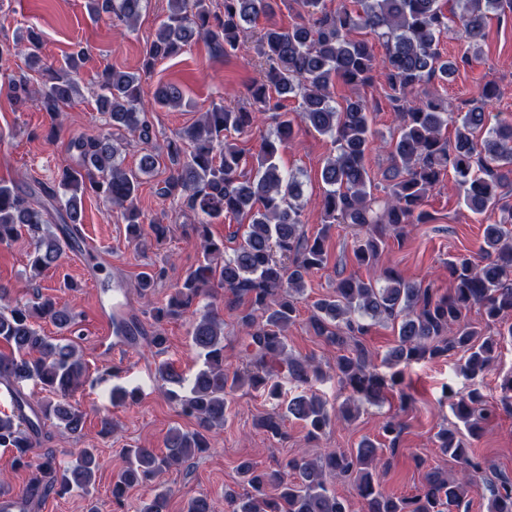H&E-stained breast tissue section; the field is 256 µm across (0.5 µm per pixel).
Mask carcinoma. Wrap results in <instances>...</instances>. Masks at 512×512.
<instances>
[{
  "label": "carcinoma",
  "instance_id": "carcinoma-1",
  "mask_svg": "<svg viewBox=\"0 0 512 512\" xmlns=\"http://www.w3.org/2000/svg\"><path fill=\"white\" fill-rule=\"evenodd\" d=\"M144 2L89 0V9L94 16L105 14L113 22L131 26ZM274 2L222 0L217 11L212 0H167V15L146 50L143 71L149 72L157 60L176 55L197 40L205 41L216 57L235 56L248 27L269 14ZM297 2L308 15L306 23L288 28L270 25L256 34L264 78L248 88L251 109L213 102L195 124L166 142L170 175L159 194L177 197L197 213L199 223L193 231L200 240L201 255L168 301L150 311L149 342L164 348V323L192 318L191 341L203 357V368L187 385L171 363L161 364L157 374L162 383L179 386L169 391L170 397L181 413L195 420L196 429L171 431L163 453L154 448L126 449V466L112 486L113 502L120 507L128 489L164 469L190 464L208 447V435L224 426L229 396L236 390L247 385L276 398L283 371L302 386L320 379V366L288 350L287 330L297 320L295 295L304 292L306 277L327 265L326 241L336 224L355 228V260L374 275L341 279L333 294L314 302L310 324L340 351L334 364L339 380L366 401H376L384 386V377L360 340L367 330L366 318L397 325V344L384 359V364L395 368L446 357L458 349L467 353L463 370L476 376L496 359L503 341H512V206L505 201V189L512 184V123L485 129L488 106L498 96L492 83L484 84L469 108L456 114L448 111L443 100L419 94L420 87L433 79L453 81L460 67L478 57L489 14L512 10V0H460L461 10L450 16L441 0H352L350 4L341 0L333 11L326 9L324 0ZM451 22L467 40L472 56L450 59L441 52L440 41ZM360 29L375 35L384 48L383 56L376 55L369 41L354 37ZM23 42L12 47L0 44V76L7 79L11 99L36 101L49 113L53 125L46 140L51 141L63 107L81 96L75 76L79 56H72L64 68H53L42 64L35 32L28 31ZM22 51L29 69L41 75L38 86L27 76L11 72L13 57ZM377 69L385 75L400 117L397 137L385 145L390 165L383 197L374 193L365 162L374 143L370 108L357 94ZM141 79L139 73L107 68L96 96L99 110L109 114L112 125L128 129L147 144L151 141L145 119L149 108L179 107L184 95L182 86L170 81L157 88L153 104L148 105L141 97ZM338 81L351 90L342 103L335 98ZM288 98L298 100L297 116L334 145L321 170L323 227L312 239L301 231L302 182L279 165L293 126V119L281 111L282 101ZM258 112L271 114L276 130L262 140L256 163L247 173L246 159L233 135L250 131ZM450 121L454 123L451 143L442 137ZM70 150L78 163L62 170L55 188L39 183L22 194L0 182V244L24 233L33 236L28 259L33 281L65 255V236L81 223L83 200L89 192L119 209L129 241L135 245L166 237L167 227L154 220L145 222L136 204L141 173L154 167L153 155H144L136 171L124 168L108 131L76 139ZM450 170L464 188L466 208L478 215L498 210L501 216L486 225L479 258L462 253L448 258L453 288L440 295L431 286L409 282L378 264L389 229L431 221L424 200ZM220 217L248 225L243 242L229 255L224 241L215 240L209 231L211 221ZM164 273L163 269L142 273L137 282L140 293L150 294ZM214 284L246 303L239 316L242 368L233 371L227 369L224 356L223 318L208 305L199 309ZM475 305L482 311V325L467 320ZM38 318L52 322L62 337L45 335L36 326ZM114 330L127 344L137 345L138 321H119ZM80 339L77 316L51 296L15 306L7 314L0 311V343L8 347L0 353V384L13 390L11 410L0 412V448L9 451L12 469L29 473L19 490L1 479L0 499H15L23 508L52 492H87L95 484L100 469L96 448L81 449L71 464L59 462L51 452L34 453L53 425L83 434L84 414L72 402L85 382ZM28 380L54 398L36 402L28 397L18 389ZM451 409L470 437L479 436L494 415L475 391L457 397ZM356 411L355 404L335 408L308 390L289 399L283 413L263 417L257 428L282 438L288 418L302 422L316 436L335 421H351ZM382 432L386 445L364 439L349 453L329 450L317 461L294 458L277 469L240 463L238 474L247 489L224 492L229 512H353L349 501L329 490L327 473L356 478L365 512L467 509V495L483 474V466L459 428L436 433L437 448L456 462L459 475L450 478L430 471L417 493L399 497L385 492L373 468L385 457V450L397 451L401 426L388 420ZM488 491L487 512H512L511 479L489 483ZM167 507L168 492L158 491L141 501L137 512H167Z\"/></svg>",
  "mask_w": 512,
  "mask_h": 512
}]
</instances>
